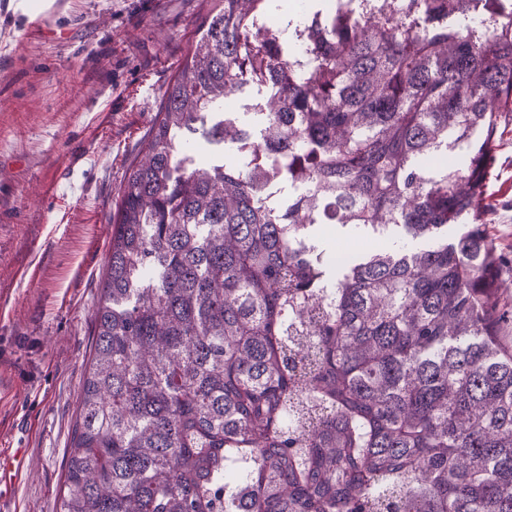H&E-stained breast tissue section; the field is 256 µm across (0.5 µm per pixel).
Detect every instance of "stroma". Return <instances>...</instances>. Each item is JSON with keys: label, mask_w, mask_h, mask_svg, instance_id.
<instances>
[{"label": "stroma", "mask_w": 512, "mask_h": 512, "mask_svg": "<svg viewBox=\"0 0 512 512\" xmlns=\"http://www.w3.org/2000/svg\"><path fill=\"white\" fill-rule=\"evenodd\" d=\"M208 0H0V512H58L112 216ZM486 184L512 264V123ZM29 472L25 460L21 458L18 449L14 452L0 448V492L1 486L16 484L22 479H27Z\"/></svg>", "instance_id": "35a3bbf8"}]
</instances>
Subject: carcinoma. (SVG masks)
<instances>
[{"instance_id":"carcinoma-1","label":"carcinoma","mask_w":512,"mask_h":512,"mask_svg":"<svg viewBox=\"0 0 512 512\" xmlns=\"http://www.w3.org/2000/svg\"><path fill=\"white\" fill-rule=\"evenodd\" d=\"M269 2L214 0L120 187L60 512H512V0ZM498 147L491 176L486 184L489 210L484 223L490 236L512 265V123L502 124L497 133Z\"/></svg>"}]
</instances>
